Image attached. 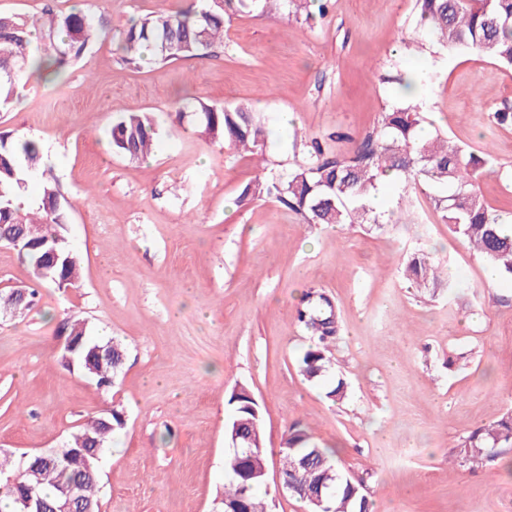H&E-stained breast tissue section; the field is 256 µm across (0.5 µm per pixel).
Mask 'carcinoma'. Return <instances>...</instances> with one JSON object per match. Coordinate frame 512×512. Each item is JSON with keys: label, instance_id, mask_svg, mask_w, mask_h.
Wrapping results in <instances>:
<instances>
[{"label": "carcinoma", "instance_id": "cac0c4a2", "mask_svg": "<svg viewBox=\"0 0 512 512\" xmlns=\"http://www.w3.org/2000/svg\"><path fill=\"white\" fill-rule=\"evenodd\" d=\"M315 0H212V4L188 7L171 13L148 14L132 20L120 31L124 61L138 68L145 53L151 62L167 63L182 58H207L224 43V15H269L281 11L305 21L314 18ZM420 25L434 42L451 52H479L512 67V0H416ZM40 27L39 39L49 42L52 52H31L30 29L26 22L0 15V109L8 108L17 94L22 77L33 73L60 75L66 65L79 57L96 40L112 38V25L93 16L70 11L51 12L34 21ZM179 122H188L200 135L224 142L237 149L263 152L268 132L258 113L246 104H210L201 99L177 102ZM421 113L411 107L393 106L380 113L377 125L356 142L347 156L329 151L320 141L304 144L303 161L288 175L271 172L246 185L237 198L241 207L256 200L270 199L302 217L307 224H369L377 228L388 223L385 215L373 210L370 197L380 180L390 173L415 187L439 186L446 194L434 197L435 207L448 230L462 237L500 276L512 279V223L484 201L478 179L492 164L489 153L469 152L446 137L422 139L418 129ZM157 124L150 112H129L112 124L113 150L131 160L147 157L154 149ZM42 176L41 196L34 206L26 205L23 193L27 176ZM69 204L49 173L41 143L25 135H0V243H7L32 267L39 283L59 289L76 288L80 256L70 249L63 235L69 219ZM410 279L419 285L443 282L441 266L424 253L412 254L405 267ZM38 291L26 289L25 303L18 305L0 296V310L15 315L35 304ZM298 322L311 335V343L299 357L300 372L314 380L332 365L333 342L337 333L335 310L322 295L312 293L297 311ZM66 337L82 340L73 354L74 363L65 366L85 372L94 368L97 384L109 387L120 371L126 355L122 344L101 342L90 337L87 323L74 316L61 324ZM109 345L112 357L98 359L92 347ZM234 427L252 440L248 454L232 450L224 465L227 481L216 509L241 501L252 512H263L267 501L260 497L258 478L243 479L242 468L260 470L266 466L257 402L244 384L236 385L228 399ZM125 424L124 414L114 407L84 423L72 435L69 447L85 451L88 464L82 467L46 461L42 455L30 457L24 467L38 469L34 499L51 512L62 490H72L76 505L99 507L98 467L102 447L112 433ZM512 447V410L493 423L478 427L462 437L456 454L472 467L495 462L501 449ZM281 473L300 485L294 497L304 499L310 490L323 497L327 512H371V503L360 485L340 469L335 452L310 442L306 431L289 428L279 450ZM3 490L13 512H20L18 494L24 492L25 476L3 473Z\"/></svg>", "mask_w": 512, "mask_h": 512}]
</instances>
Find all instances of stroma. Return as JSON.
I'll return each mask as SVG.
<instances>
[{"label": "stroma", "instance_id": "obj_1", "mask_svg": "<svg viewBox=\"0 0 512 512\" xmlns=\"http://www.w3.org/2000/svg\"><path fill=\"white\" fill-rule=\"evenodd\" d=\"M186 0H0L25 21L77 7L122 28L185 7ZM414 0H330L310 22L280 14L224 20V46L206 59L126 64L117 41H97L62 77L31 76L0 110V133L39 140L71 202L64 235L82 258L78 287L36 286L29 265L0 244V290L39 287L31 310L0 317V454L12 468L66 447L89 418L119 407L125 425L99 468L101 512H213L229 451L227 403L236 384L261 408L271 512H308L279 491V449L290 426L336 451L374 512H512V473L456 463L462 436L512 408V281L488 287L485 264L451 234L431 193L387 188L385 229L306 224L279 203L238 206L263 169L287 172L303 141L345 133L335 151L407 104L398 79L425 78L416 106L429 134L469 150L490 148L496 172L483 198L512 211V68L477 52L424 53L403 39ZM250 104L269 130L264 155L201 138L178 123L176 103ZM150 112L159 126L151 157L131 161L108 138L113 120ZM291 113L288 128L278 124ZM417 224L401 223L403 211ZM431 253L455 289L418 288L402 274ZM312 290L328 294L341 333L329 379L310 381L297 361L308 334L296 311ZM126 348L114 384L59 362L65 313ZM346 395L327 397L330 380Z\"/></svg>", "mask_w": 512, "mask_h": 512}]
</instances>
